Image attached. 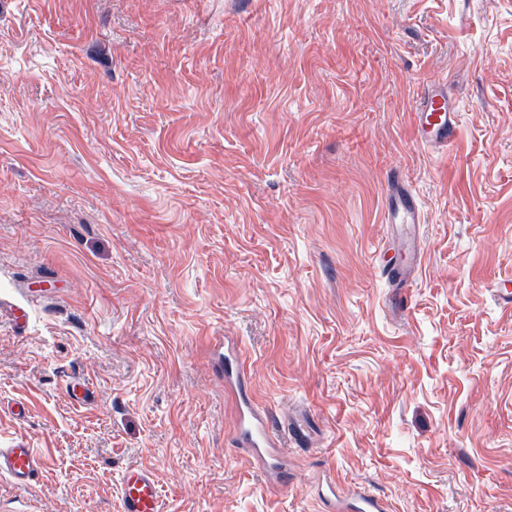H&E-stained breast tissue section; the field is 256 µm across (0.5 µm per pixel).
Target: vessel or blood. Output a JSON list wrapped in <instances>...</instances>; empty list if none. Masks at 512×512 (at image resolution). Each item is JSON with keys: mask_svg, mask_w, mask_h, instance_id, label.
<instances>
[{"mask_svg": "<svg viewBox=\"0 0 512 512\" xmlns=\"http://www.w3.org/2000/svg\"><path fill=\"white\" fill-rule=\"evenodd\" d=\"M414 112L419 142L430 148H445L454 142L459 128V111L441 85L427 86L418 99ZM384 219L388 227H403L400 237L406 263L386 270L400 292L393 299L396 308L408 305L403 289L418 264L417 246L412 233L421 221L418 200L397 170L386 174ZM224 386L239 400V425L235 436L237 447L248 449L263 465L279 470L284 462L278 454L277 427L270 412L251 402L245 383V370L238 359L224 362ZM47 466L46 458L36 449L18 444L0 447V475L14 483L25 484L36 478ZM120 512H167L154 470L148 466L125 469L120 478ZM330 512H385V503L368 493H354L339 502L329 503Z\"/></svg>", "mask_w": 512, "mask_h": 512, "instance_id": "1", "label": "vessel or blood"}]
</instances>
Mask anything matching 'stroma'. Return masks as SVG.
Segmentation results:
<instances>
[{"instance_id":"35a3bbf8","label":"stroma","mask_w":512,"mask_h":512,"mask_svg":"<svg viewBox=\"0 0 512 512\" xmlns=\"http://www.w3.org/2000/svg\"><path fill=\"white\" fill-rule=\"evenodd\" d=\"M443 84L448 149L413 107ZM421 210L389 307L385 176ZM512 0H0V512H512ZM230 339L288 451L235 447ZM88 386L75 402L70 383ZM414 112L417 119L419 143L430 148L452 145L459 128V111L448 99L441 85L427 86L418 99ZM402 251L407 256L405 264L391 266L384 270L385 276L395 282V288H409L408 279L418 264L417 246L413 233L405 232L400 237ZM46 466V458L34 448L24 444L0 447V475L9 476L16 484L36 478ZM120 512H167L154 470L149 466L125 469L120 478ZM329 511H347L355 512H384L387 511L386 504L379 498L368 493H354L338 503L330 502L327 504Z\"/></svg>"}]
</instances>
